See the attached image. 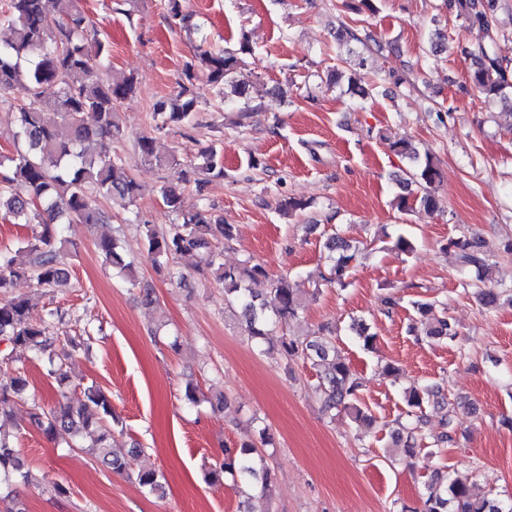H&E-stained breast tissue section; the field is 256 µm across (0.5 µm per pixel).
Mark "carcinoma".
<instances>
[{
  "instance_id": "carcinoma-1",
  "label": "carcinoma",
  "mask_w": 512,
  "mask_h": 512,
  "mask_svg": "<svg viewBox=\"0 0 512 512\" xmlns=\"http://www.w3.org/2000/svg\"><path fill=\"white\" fill-rule=\"evenodd\" d=\"M445 6L456 11L468 25L484 30L489 39L497 36L496 0H445ZM165 7L176 26H192V16L182 12L179 0H166ZM0 24L12 31V38L0 43V92L23 80L28 83L29 91L26 102L8 105V114L16 122V139L23 143V149L13 156L0 155V213L15 224L40 227V231L33 232L17 249H0V341L9 343L10 361L18 349L36 357L48 356L47 377L63 385L67 373L63 363L55 361L59 337L54 335V313H48L38 322L33 320L29 299L13 296L11 290L21 279L38 290L69 284L68 262L58 225L102 224L108 217L100 207L101 200L118 194L134 201L141 195L142 187L131 175L125 158L89 150V144L94 141L123 137L117 120V103L135 91L138 80L132 75L116 76L109 81L97 77L94 60L109 55L110 44L100 37L79 7V0H6L0 11ZM246 53L248 42L244 34L237 50L216 53L199 49L196 62L187 64L183 77L177 81L176 93L154 103L152 119L156 130L192 123L199 107L187 82L193 79L197 66L206 71L218 99L230 94L243 96L245 87L235 80V74L245 65ZM347 55L348 73H336V80H346V92L364 98L369 95L363 73L366 58L363 52L351 47ZM508 72L509 65L483 51L472 57L469 78L471 85L486 98L512 103V80ZM46 97L54 99L50 115L40 109V102ZM379 138L410 163L399 180L404 193L397 196V208L434 211L440 172L431 157L420 158L407 139L387 132L379 133ZM134 151L144 164L163 167L175 163V158L157 154L154 139L147 135L137 138ZM222 177L224 164L217 148L211 146L202 153L199 162L180 171L179 179L194 184L201 193L212 179ZM160 196L162 203L176 213L177 223L166 231L158 230L153 224L140 225L155 268L165 267L179 256L192 258L191 270L206 281L223 285L228 306H240L248 324V335L259 348L277 329L287 328L298 320L304 302L288 275L271 280L270 299L257 300L250 284L268 278L265 267L250 261L226 267L222 254L212 250V242L232 239V225L215 220L203 210H182L180 192L174 186L161 187ZM448 247L459 250L461 266L474 269L480 301L487 306L497 303L500 289L486 286L490 267L479 238L451 239ZM324 248L328 252V265L319 273L320 281L324 285L347 287V278L358 260V249L338 229L326 237ZM97 250L128 282H135V271L125 261L115 239L101 238ZM413 308L422 317L420 325L409 328L416 337L452 339L457 336L455 324L445 310L420 300L413 302ZM335 343L333 331L323 325L303 337L283 334L279 351L288 360L307 359L322 367L316 392L324 414L342 409L355 421L369 423L372 416L359 400L362 383L336 357ZM26 387L27 381L21 376L1 381L0 404L22 397ZM85 397L76 409L60 401L52 406L34 401L30 405L29 423L48 436L59 428L78 433L95 427L96 435L88 447L95 457L120 471L124 463L107 444L105 419L112 416L110 402L93 386L85 390ZM405 401L409 421L394 439L403 444L405 455L412 457L426 425L424 407L431 403L444 404L446 397L443 388L433 383L405 392ZM209 475L215 481L229 475L234 481L238 479L253 486L250 506L245 512H262L260 501L266 497L270 474L262 466V459L256 456L253 441L224 449L223 459L211 468ZM136 479L151 493L163 489L161 476L152 470L138 473ZM15 480L28 483L31 474L25 470L10 435L0 431V484ZM402 512H512V506L504 508L489 498H477L468 485L440 473L425 483L419 506L405 505Z\"/></svg>"
}]
</instances>
